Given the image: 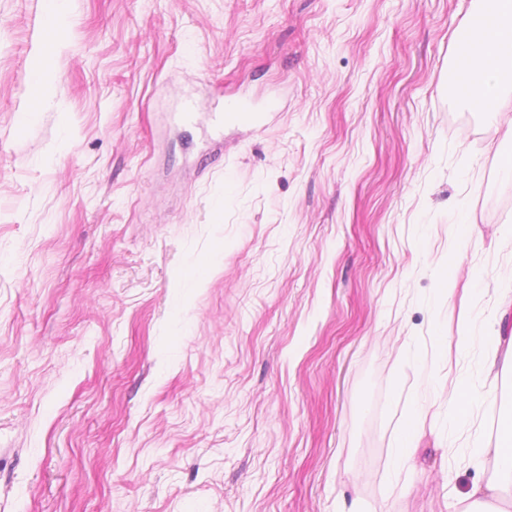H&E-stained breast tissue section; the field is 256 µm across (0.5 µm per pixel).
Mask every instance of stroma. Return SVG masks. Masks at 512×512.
Here are the masks:
<instances>
[{
	"mask_svg": "<svg viewBox=\"0 0 512 512\" xmlns=\"http://www.w3.org/2000/svg\"><path fill=\"white\" fill-rule=\"evenodd\" d=\"M45 7L0 0V512H454L492 468L436 390L512 307L473 0H71L23 127ZM254 120H256V113L252 102L247 99L240 100L231 107L224 108L225 125L250 124ZM422 425V418L419 412H414L408 421L406 427L402 430L401 436L393 451V465L398 472L403 471L408 466L413 450L415 436Z\"/></svg>",
	"mask_w": 512,
	"mask_h": 512,
	"instance_id": "obj_1",
	"label": "stroma"
}]
</instances>
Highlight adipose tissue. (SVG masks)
Returning <instances> with one entry per match:
<instances>
[{
  "instance_id": "obj_1",
  "label": "adipose tissue",
  "mask_w": 512,
  "mask_h": 512,
  "mask_svg": "<svg viewBox=\"0 0 512 512\" xmlns=\"http://www.w3.org/2000/svg\"><path fill=\"white\" fill-rule=\"evenodd\" d=\"M68 15V0H47L46 26L40 55L32 67L34 82L29 85L26 117H34L42 100L55 93L56 77L50 60L60 42L53 30L63 27ZM459 68L455 83L467 102L486 114L497 116L512 112V0H477L472 22L459 44ZM490 397L468 379H458L444 401L449 425L470 421L475 410ZM475 459H491L494 474L485 484L474 486L468 500L497 497L512 486V420L503 422L493 445L475 440Z\"/></svg>"
}]
</instances>
